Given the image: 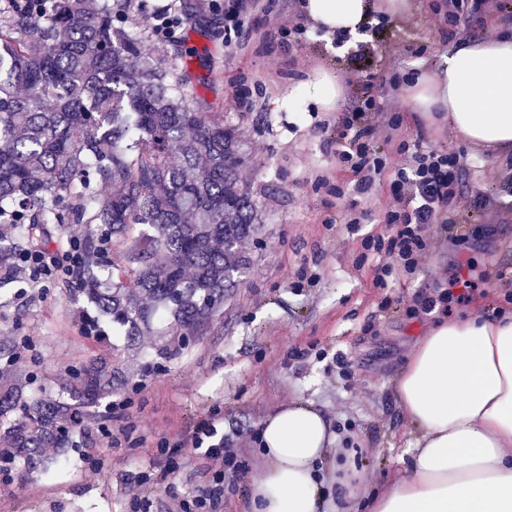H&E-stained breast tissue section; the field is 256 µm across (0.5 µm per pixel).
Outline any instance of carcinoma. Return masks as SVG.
<instances>
[{
    "label": "carcinoma",
    "instance_id": "obj_1",
    "mask_svg": "<svg viewBox=\"0 0 512 512\" xmlns=\"http://www.w3.org/2000/svg\"><path fill=\"white\" fill-rule=\"evenodd\" d=\"M126 22L125 0H22L0 15V288L31 253L71 247L97 317L130 347L161 330L170 358L238 287L263 217L242 134L188 91L180 53L146 56ZM135 224L151 231L132 237ZM123 379L101 357L69 373L67 396L29 397L0 369V470L59 463L44 449L72 444Z\"/></svg>",
    "mask_w": 512,
    "mask_h": 512
}]
</instances>
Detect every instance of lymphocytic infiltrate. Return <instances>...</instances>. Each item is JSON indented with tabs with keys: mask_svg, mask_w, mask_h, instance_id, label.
Wrapping results in <instances>:
<instances>
[{
	"mask_svg": "<svg viewBox=\"0 0 512 512\" xmlns=\"http://www.w3.org/2000/svg\"><path fill=\"white\" fill-rule=\"evenodd\" d=\"M450 26L473 18L479 22L483 37H492L493 20L512 19V0H444ZM376 110L372 98L354 100L351 111L336 132V157L356 179L358 194H366L377 176L388 165L378 156L376 148L384 143L394 146L392 189L385 199L384 222L391 236L370 235L364 239L367 251L378 255L380 261L374 275L377 287H384L394 265H401L406 273L417 269L425 246L424 231L428 225L444 224L453 238L466 235L468 225L478 223L477 211L461 213L455 204L459 193V174L467 164L463 152L445 153L425 149L405 141H398L397 132L403 124L402 115L387 120L374 117ZM76 263L74 252L57 257L43 251L29 256L20 267V273L30 283L37 284L64 273L71 274ZM192 448L211 474L205 492L181 501L179 512H207V504L224 492V477L244 470L238 454L226 448L218 439L212 421L203 422L196 435L179 443L166 437L155 443L156 463L162 473L181 469L187 462L182 447Z\"/></svg>",
	"mask_w": 512,
	"mask_h": 512,
	"instance_id": "obj_1",
	"label": "lymphocytic infiltrate"
}]
</instances>
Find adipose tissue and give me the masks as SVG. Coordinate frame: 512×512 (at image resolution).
<instances>
[{"label":"adipose tissue","mask_w":512,"mask_h":512,"mask_svg":"<svg viewBox=\"0 0 512 512\" xmlns=\"http://www.w3.org/2000/svg\"><path fill=\"white\" fill-rule=\"evenodd\" d=\"M377 0H303L326 33L357 34ZM429 122L465 142L512 154V35L463 44L407 92ZM418 432L401 473L366 512H512V309L443 319L421 337L395 381ZM338 436L313 405L268 413L242 512H324L325 466Z\"/></svg>","instance_id":"adipose-tissue-1"}]
</instances>
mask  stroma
<instances>
[{
    "instance_id": "stroma-1",
    "label": "stroma",
    "mask_w": 512,
    "mask_h": 512,
    "mask_svg": "<svg viewBox=\"0 0 512 512\" xmlns=\"http://www.w3.org/2000/svg\"><path fill=\"white\" fill-rule=\"evenodd\" d=\"M434 2L403 0L389 13L383 32L396 64L369 71L353 65L349 47H335L314 26L278 39L273 19L257 12L227 44L216 36L224 27V0H130L128 27L145 54L166 63L175 48L204 49L191 65L195 89L249 141L243 175L264 223L241 284L203 335L172 359L157 355L156 337H141L131 352L110 322L86 327L93 312L68 276L0 289V336L14 340L11 368L27 393L58 391L72 369L115 354L129 381L111 399L130 402L120 414L98 409L90 422L103 424L105 434L66 451L61 465L45 473L14 469L9 486L0 487V512H125L123 474L151 471L158 438L186 437L210 417L248 465L226 476L211 512H239L257 464L261 422L292 401L313 403L331 419L339 447L361 474L362 491L382 489L401 470L417 433L397 405L394 382L414 344L442 318L487 315L512 304V196L500 192L494 177L512 157L466 146L447 123H426L409 106L405 87L390 84L395 73L436 71L443 57L477 39L472 19L453 34L438 32ZM167 4L181 21L172 40L160 43L142 15ZM322 69L340 87L335 109L301 103L289 111L292 89ZM356 91L373 95L382 110L403 112L408 141L468 151L463 209L476 204L478 189L498 206L489 223L470 225L460 240L430 225L416 272L394 270L384 288L374 287L376 260L361 243L387 230L390 183L356 195L336 160V129ZM351 211L359 219L354 226L345 222ZM129 425L138 443H113ZM208 480L203 463L191 460L150 489L143 512H173Z\"/></svg>"
}]
</instances>
